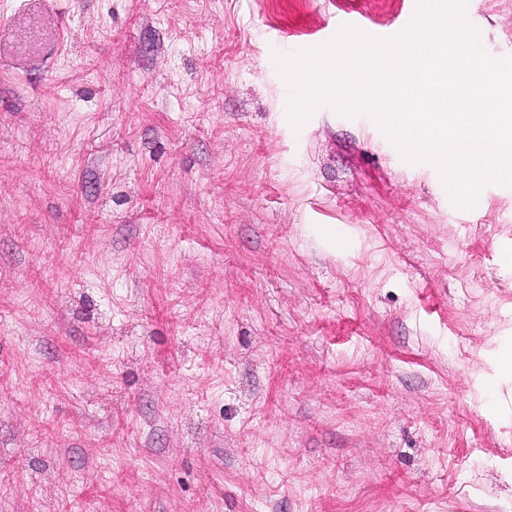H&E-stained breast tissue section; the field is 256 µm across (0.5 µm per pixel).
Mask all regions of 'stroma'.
Masks as SVG:
<instances>
[{
	"instance_id": "1",
	"label": "stroma",
	"mask_w": 512,
	"mask_h": 512,
	"mask_svg": "<svg viewBox=\"0 0 512 512\" xmlns=\"http://www.w3.org/2000/svg\"><path fill=\"white\" fill-rule=\"evenodd\" d=\"M409 8L0 0V512H512V187L274 62Z\"/></svg>"
}]
</instances>
